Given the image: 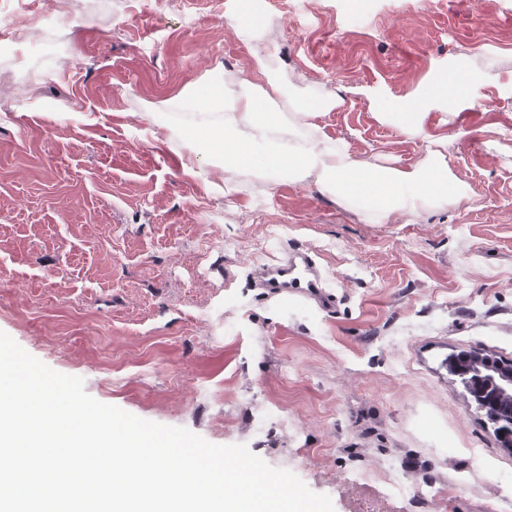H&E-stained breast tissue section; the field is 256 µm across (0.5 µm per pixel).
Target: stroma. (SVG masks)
I'll use <instances>...</instances> for the list:
<instances>
[{"label": "stroma", "mask_w": 512, "mask_h": 512, "mask_svg": "<svg viewBox=\"0 0 512 512\" xmlns=\"http://www.w3.org/2000/svg\"><path fill=\"white\" fill-rule=\"evenodd\" d=\"M400 4L313 0L300 32L273 0L246 40L236 0H78L0 105V331L100 402L247 445L334 512H512V449L439 367L460 351L512 360V0ZM447 71L469 80L451 109L431 94ZM271 77L285 119L344 97L316 122L358 160L407 166L438 141L467 198L368 224L314 178L225 176L182 136L219 110H184L174 134L145 115ZM413 100L417 135L383 116ZM289 247L314 253L333 308L256 288L254 268ZM389 465L393 499L362 478Z\"/></svg>", "instance_id": "stroma-1"}]
</instances>
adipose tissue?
<instances>
[{
  "instance_id": "obj_1",
  "label": "adipose tissue",
  "mask_w": 512,
  "mask_h": 512,
  "mask_svg": "<svg viewBox=\"0 0 512 512\" xmlns=\"http://www.w3.org/2000/svg\"><path fill=\"white\" fill-rule=\"evenodd\" d=\"M183 101L191 108L223 112V124L201 137L219 156L225 175L251 165L288 182L315 177L321 190L332 193L340 206L364 222L380 223L465 196L439 152L428 151L423 162L404 167L354 159L315 122L318 115L342 106L341 97L326 98L316 108L301 106L297 120L288 124L280 120L271 94L247 81L230 91H190Z\"/></svg>"
}]
</instances>
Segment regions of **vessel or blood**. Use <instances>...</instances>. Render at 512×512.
Masks as SVG:
<instances>
[{"label": "vessel or blood", "instance_id": "b4317fda", "mask_svg": "<svg viewBox=\"0 0 512 512\" xmlns=\"http://www.w3.org/2000/svg\"><path fill=\"white\" fill-rule=\"evenodd\" d=\"M257 279L261 288L285 305L312 301L328 307L336 301L335 295L327 291L316 261L303 251L288 252L278 263L259 268Z\"/></svg>", "mask_w": 512, "mask_h": 512}]
</instances>
